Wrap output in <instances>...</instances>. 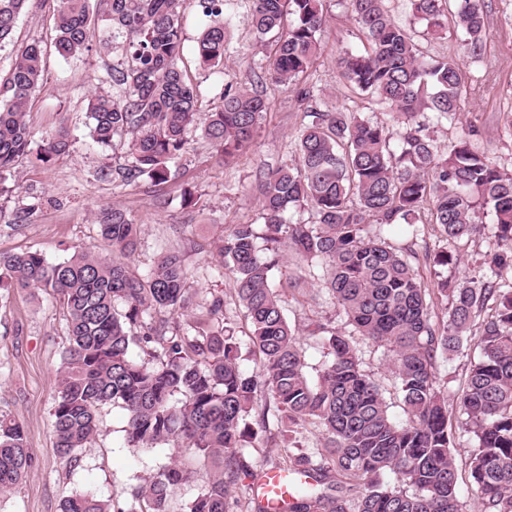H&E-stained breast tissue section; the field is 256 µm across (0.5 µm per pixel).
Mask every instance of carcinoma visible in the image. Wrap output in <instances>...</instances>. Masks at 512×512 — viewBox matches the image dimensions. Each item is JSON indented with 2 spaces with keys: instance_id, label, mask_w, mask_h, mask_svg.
I'll use <instances>...</instances> for the list:
<instances>
[{
  "instance_id": "1",
  "label": "carcinoma",
  "mask_w": 512,
  "mask_h": 512,
  "mask_svg": "<svg viewBox=\"0 0 512 512\" xmlns=\"http://www.w3.org/2000/svg\"><path fill=\"white\" fill-rule=\"evenodd\" d=\"M92 0H59L54 47L67 59L90 49ZM181 0H97L112 37L125 38L128 65L112 78L116 93L89 102V136L126 150L121 178L164 183L199 120V89L188 83L182 50ZM393 0H349L367 41L363 53L337 60L358 94L389 107L402 130L393 138L378 122L308 105L295 139V159L264 173L263 228L234 224L214 249L235 288L232 297L250 323L249 353L226 325L224 297L203 295L202 328L180 323L192 296L188 269L175 251L144 276L125 262L140 226L120 209L100 220L99 235L114 257L77 251L50 263L37 251L0 253V288L50 290L67 311V346L51 412L53 443L69 464L98 433L106 405L126 412L131 448L173 445L210 464L211 475L186 512H248L252 497L231 489L250 475L246 448L261 430L292 447L265 460L267 470L304 479L290 512H465L448 431V394L437 386L441 363L475 348L459 408L472 434L466 449L472 490L481 512H512V174L467 140L445 150L430 126L459 120L464 95L461 60L424 54L415 32L398 22ZM408 0L413 17L432 34L459 31L463 55L482 57L485 0ZM26 0H0V45L12 38ZM206 20L199 60L224 68L233 19L245 8L258 40L269 47L265 77L293 85L314 64L327 22L326 0H199ZM43 83L42 48L33 42L0 87V181L24 158L42 162L69 151L65 124L33 141L27 105ZM222 107L207 113L202 133L230 158L257 131L268 101L244 84H225ZM431 211L448 247L435 253L446 267L459 244L481 232L478 214L492 219L484 254L489 274L428 288L412 266V249H398L368 227L406 224L421 235ZM308 212L309 221L286 218ZM292 251L310 262L309 276L346 315L353 332L388 347L393 388L407 420L393 421L379 384L362 368L350 335L320 327L329 360L310 380L297 331L287 320L272 277ZM448 300L432 319L433 297ZM138 348L139 357L132 355ZM315 425L320 446L293 436ZM33 468L23 421L0 413V496ZM192 478L173 462L137 488L118 512H168L170 497ZM61 512H112L108 500L75 494Z\"/></svg>"
}]
</instances>
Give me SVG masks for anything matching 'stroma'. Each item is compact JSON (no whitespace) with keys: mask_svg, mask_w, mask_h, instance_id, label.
Returning <instances> with one entry per match:
<instances>
[{"mask_svg":"<svg viewBox=\"0 0 512 512\" xmlns=\"http://www.w3.org/2000/svg\"><path fill=\"white\" fill-rule=\"evenodd\" d=\"M488 28L482 58L462 65L466 92L455 127L438 126L435 139L444 146L456 142L469 130L488 157L504 171L512 172V0H486ZM58 0H30L19 17L11 44L0 49V83L4 82L16 56L32 42L43 50L44 82L30 99L29 124L35 137H43L59 123L73 133L68 153L43 163L33 158L18 163L8 177V191L0 195V252L32 249L56 263L75 251L101 256L111 250L99 235L104 212L118 208L141 226V235L129 263L135 271L150 270L167 251L182 254L189 271L190 291H207L224 298V314L239 336L250 325L244 312L228 293L233 288L211 243L233 224L260 221L259 197L262 177L269 168L294 158V137L301 120L297 89L314 88L320 109H338L359 119L389 122L390 116L364 96L352 91L339 78L336 60L344 52L366 47L350 17L346 0H328V22L321 34L316 64L298 86L262 82L266 52L257 44L251 20L240 14L231 30V56L223 70L201 64L197 40L203 17L198 0H183L180 8L183 51L178 65L185 78L201 92L199 109L217 110L225 84L258 82L269 109L248 149L233 160L223 155L194 131L190 144L176 164L177 174L167 183L127 185L117 179L100 178L101 169H118L127 162L124 149L101 147L88 135L87 105L100 90H111L110 74L125 68L128 56L123 39L109 45L93 43L91 50L65 59L53 46V16ZM196 204L182 207L184 194ZM382 236L396 246H412L414 265L425 286L439 277L481 275L480 261L488 246L479 235L464 247L455 267L434 265L432 256L442 247L439 232L427 229L424 240L412 241L405 225L383 228ZM306 355L310 376H317L326 361L315 332L316 324L346 330L342 311L330 301L312 302L301 291H288L283 304ZM65 308L53 296L38 291L14 289L0 299V411L12 413L25 423L34 467L9 495L0 498V512H60L61 502L75 493L92 494L121 505L133 488L144 483L161 467L180 460L193 470L192 482L171 497L169 512H184L186 503L204 485L209 469L195 456L175 454L167 446L131 448L125 441V412L105 406L99 416V434L83 449L75 468H67L53 444L51 409L57 394V375L66 345ZM363 367L382 388L389 412L396 422L406 416L389 377L385 348L357 340Z\"/></svg>","mask_w":512,"mask_h":512,"instance_id":"obj_1","label":"stroma"}]
</instances>
